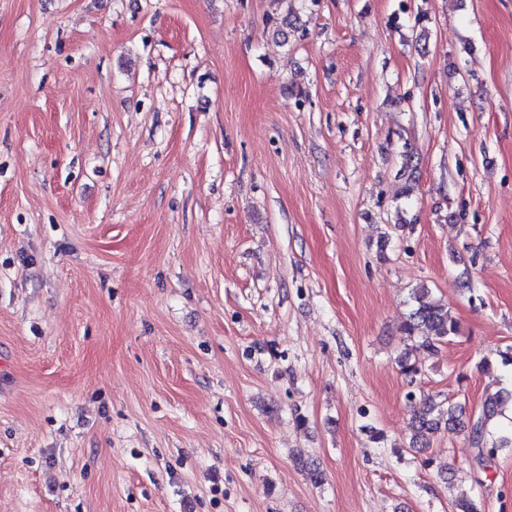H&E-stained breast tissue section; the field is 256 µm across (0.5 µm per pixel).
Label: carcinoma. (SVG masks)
I'll return each mask as SVG.
<instances>
[{"instance_id":"cac0c4a2","label":"carcinoma","mask_w":512,"mask_h":512,"mask_svg":"<svg viewBox=\"0 0 512 512\" xmlns=\"http://www.w3.org/2000/svg\"><path fill=\"white\" fill-rule=\"evenodd\" d=\"M412 300L413 307L404 324L407 340L418 343V346L435 355L442 344L458 334V323L450 316L448 307L432 299L427 288L414 289ZM411 351L412 348H405L397 357V365L401 374L412 384L423 375V370L422 365L411 357ZM407 398L413 402L411 447H427L434 434L443 428L468 434L481 461L494 456L501 447L499 439L495 437L496 419L505 402L512 401V392L506 396L495 393L486 397L478 414L467 419L463 418L462 409L451 405L446 407L429 396L417 401L410 392Z\"/></svg>"}]
</instances>
